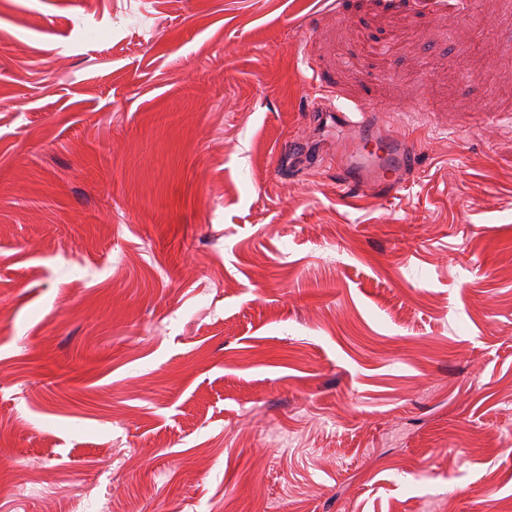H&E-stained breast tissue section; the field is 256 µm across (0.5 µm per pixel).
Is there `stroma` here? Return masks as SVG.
Listing matches in <instances>:
<instances>
[{"label":"stroma","mask_w":512,"mask_h":512,"mask_svg":"<svg viewBox=\"0 0 512 512\" xmlns=\"http://www.w3.org/2000/svg\"><path fill=\"white\" fill-rule=\"evenodd\" d=\"M0 512H512V0H0ZM333 130L347 128L356 147L344 152L340 166V183L346 190L373 188L386 194H396L405 184L406 176L414 169L416 157L404 143L388 110L380 107H358L345 112L336 105L327 110ZM371 142L367 149L363 143ZM359 144H363L359 146Z\"/></svg>","instance_id":"35a3bbf8"}]
</instances>
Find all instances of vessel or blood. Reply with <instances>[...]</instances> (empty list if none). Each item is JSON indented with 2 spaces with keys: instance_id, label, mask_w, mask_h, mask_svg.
Instances as JSON below:
<instances>
[{
  "instance_id": "b4317fda",
  "label": "vessel or blood",
  "mask_w": 512,
  "mask_h": 512,
  "mask_svg": "<svg viewBox=\"0 0 512 512\" xmlns=\"http://www.w3.org/2000/svg\"><path fill=\"white\" fill-rule=\"evenodd\" d=\"M328 118L335 129H348L356 147L344 152L340 183L348 190L372 188L392 194L403 187L416 160L398 134L388 112L379 107H360L346 112L330 106Z\"/></svg>"
}]
</instances>
